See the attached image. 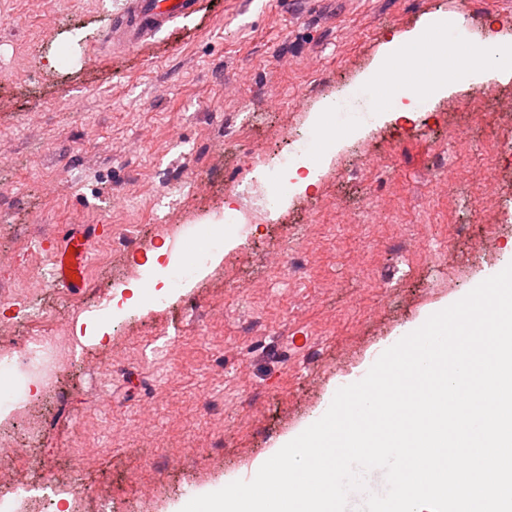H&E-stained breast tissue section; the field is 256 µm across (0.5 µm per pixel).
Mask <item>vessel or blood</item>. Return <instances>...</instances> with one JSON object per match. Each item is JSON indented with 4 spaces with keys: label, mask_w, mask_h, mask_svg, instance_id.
I'll return each mask as SVG.
<instances>
[{
    "label": "vessel or blood",
    "mask_w": 512,
    "mask_h": 512,
    "mask_svg": "<svg viewBox=\"0 0 512 512\" xmlns=\"http://www.w3.org/2000/svg\"><path fill=\"white\" fill-rule=\"evenodd\" d=\"M198 0H128L126 10L117 16L115 31L125 46L146 44L158 31L196 12ZM97 236L96 225L69 234L54 256V276L64 287L83 290L88 286L86 266L90 241Z\"/></svg>",
    "instance_id": "b4317fda"
}]
</instances>
